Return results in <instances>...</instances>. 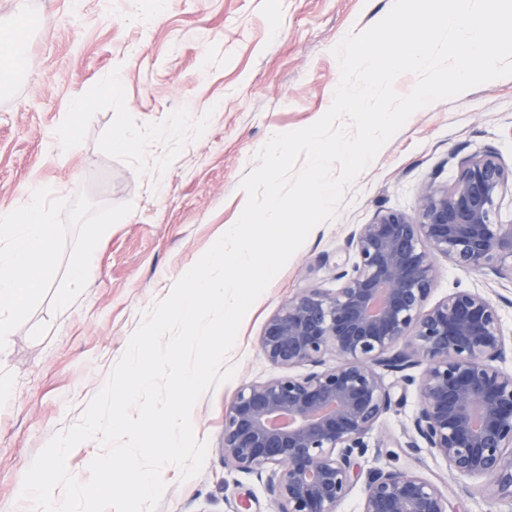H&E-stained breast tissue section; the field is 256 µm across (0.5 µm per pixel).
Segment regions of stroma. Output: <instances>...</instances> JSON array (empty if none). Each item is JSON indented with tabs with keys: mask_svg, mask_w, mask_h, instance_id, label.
<instances>
[{
	"mask_svg": "<svg viewBox=\"0 0 512 512\" xmlns=\"http://www.w3.org/2000/svg\"><path fill=\"white\" fill-rule=\"evenodd\" d=\"M394 0H168L144 24L148 0H0V29L30 17L20 70L0 87V208L20 206L32 182L97 205L132 203L103 235L97 268L60 310L43 300L0 350V378L13 387L0 409V512H31L18 491L33 458L78 422L123 355L143 315L166 298L181 271L234 224L240 187L277 133L298 130L329 109L340 70L333 49L381 20ZM119 81L120 95L106 92ZM71 145L49 154L46 139L77 100ZM126 131L132 146L116 147ZM492 150L512 165V76L415 112L349 187L338 217L316 226L252 305L227 357L236 374L198 400L192 422L208 453L201 473L181 481L165 467L157 512H277L267 477L226 466L224 412L241 385L280 370L259 351L267 320L304 288H336V262L351 225L378 211L414 213L422 185L452 181L461 159ZM432 300L456 287L495 300L512 331V282L471 274L438 259ZM415 390L379 419L375 448L336 512H359L364 472L412 470L438 482L462 512H512L480 479H458L404 432Z\"/></svg>",
	"mask_w": 512,
	"mask_h": 512,
	"instance_id": "1",
	"label": "stroma"
}]
</instances>
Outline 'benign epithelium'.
Listing matches in <instances>:
<instances>
[{
	"label": "benign epithelium",
	"instance_id": "1",
	"mask_svg": "<svg viewBox=\"0 0 512 512\" xmlns=\"http://www.w3.org/2000/svg\"><path fill=\"white\" fill-rule=\"evenodd\" d=\"M509 192L512 167L496 152L462 160L453 183L423 184L415 214L382 210L356 225L336 263L338 288H305L267 321L260 351L286 373L240 388L221 452L232 468L272 470L278 512H336L398 386L417 391L412 428L430 453L512 501V336L479 291L429 303L439 257L512 280V221L499 218ZM302 366L313 370L289 373ZM360 512H448V498L415 472L383 467L370 473Z\"/></svg>",
	"mask_w": 512,
	"mask_h": 512
}]
</instances>
